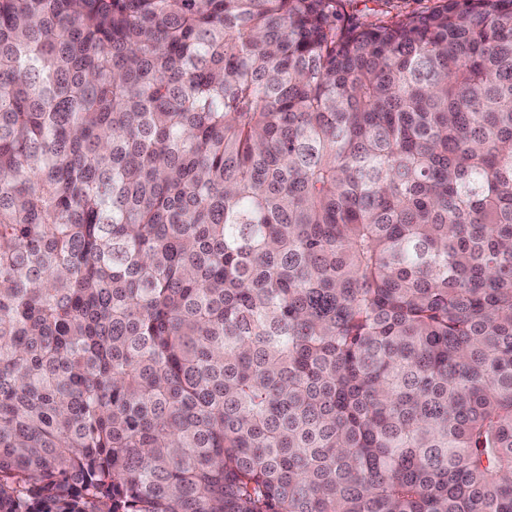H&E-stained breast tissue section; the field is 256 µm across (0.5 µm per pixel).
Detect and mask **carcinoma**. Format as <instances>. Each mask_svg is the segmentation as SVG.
I'll return each instance as SVG.
<instances>
[{
    "label": "carcinoma",
    "instance_id": "1",
    "mask_svg": "<svg viewBox=\"0 0 512 512\" xmlns=\"http://www.w3.org/2000/svg\"><path fill=\"white\" fill-rule=\"evenodd\" d=\"M0 512H512V0H0ZM438 0H342L341 12L345 21L355 22L375 8L380 15L387 17L397 13H421L438 5Z\"/></svg>",
    "mask_w": 512,
    "mask_h": 512
}]
</instances>
